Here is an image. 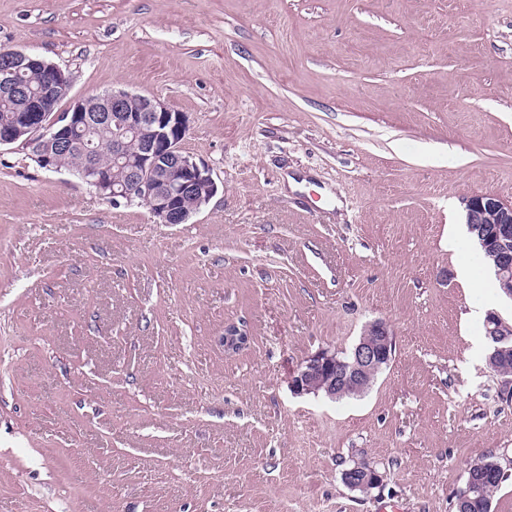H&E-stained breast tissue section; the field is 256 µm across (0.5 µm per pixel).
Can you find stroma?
Segmentation results:
<instances>
[{"mask_svg": "<svg viewBox=\"0 0 512 512\" xmlns=\"http://www.w3.org/2000/svg\"><path fill=\"white\" fill-rule=\"evenodd\" d=\"M1 47L186 112L218 191L159 224L0 148V512H454L483 460L512 512L460 276L466 198L512 203V0H0ZM375 320L365 394H294ZM347 486L352 490H369L382 483V475L363 461H354L343 473Z\"/></svg>", "mask_w": 512, "mask_h": 512, "instance_id": "stroma-1", "label": "stroma"}]
</instances>
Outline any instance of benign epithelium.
Instances as JSON below:
<instances>
[{
	"label": "benign epithelium",
	"instance_id": "obj_1",
	"mask_svg": "<svg viewBox=\"0 0 512 512\" xmlns=\"http://www.w3.org/2000/svg\"><path fill=\"white\" fill-rule=\"evenodd\" d=\"M39 68L43 83L31 90L20 81L21 72ZM71 75L43 58L20 50L0 51V91L21 101L12 122L0 125V147L20 144L37 154L47 170H59L57 154L78 148L87 164L82 176L99 196L112 203H144L161 224H185L192 212L182 205L187 196L195 198V210L205 206L217 192L208 170L182 149L189 130V118L155 96L112 90L98 95L97 107L87 99L73 102L61 112L58 105L71 88ZM112 131L109 143L112 165L123 171L114 181L95 163L102 143L95 138L101 128ZM137 150L129 151L130 143ZM466 224L476 234L479 245L493 260L496 283L512 299V203L484 193L465 202ZM487 336L494 353L512 338V325L491 312L486 320ZM247 341L235 327L224 330V350L235 352ZM393 334L387 323L374 321L345 360L338 353L323 350L300 368L292 381L297 395H324L329 399L347 391L362 393L366 378L380 371L392 358ZM352 490H369L382 483V475L372 466L356 461L344 471Z\"/></svg>",
	"mask_w": 512,
	"mask_h": 512
}]
</instances>
